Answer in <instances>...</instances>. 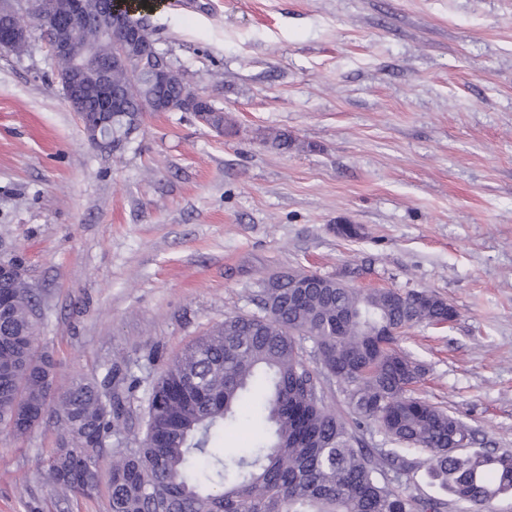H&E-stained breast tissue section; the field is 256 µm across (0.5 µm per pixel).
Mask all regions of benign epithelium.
Listing matches in <instances>:
<instances>
[{
  "mask_svg": "<svg viewBox=\"0 0 512 512\" xmlns=\"http://www.w3.org/2000/svg\"><path fill=\"white\" fill-rule=\"evenodd\" d=\"M127 0H112L105 9L102 0H0V16L8 21L0 51L12 52L17 45L26 46L31 37V21L51 23L45 44L53 62L55 77L63 98L82 125L89 143L102 150L120 147L126 138H102L100 133L112 126V114L125 111L130 100L127 91L112 84V72L134 65L131 48L139 51L138 74L148 76L152 84L166 85L170 73L156 43L146 38L144 29L121 14ZM95 26L98 38L109 43L99 52L89 46L78 53L72 36ZM154 112H192L203 115V123L223 133V125L214 121L216 109L209 98L188 90L176 104L168 100L149 102ZM25 281L20 262L0 246V284Z\"/></svg>",
  "mask_w": 512,
  "mask_h": 512,
  "instance_id": "1",
  "label": "benign epithelium"
}]
</instances>
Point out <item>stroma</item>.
<instances>
[{"label":"stroma","instance_id":"stroma-1","mask_svg":"<svg viewBox=\"0 0 512 512\" xmlns=\"http://www.w3.org/2000/svg\"><path fill=\"white\" fill-rule=\"evenodd\" d=\"M144 22L224 133L149 112L101 152L41 36L0 55V243L38 295L58 384L112 364L152 381L256 311L270 275L315 272L453 305L398 340L423 367L415 394L512 452V0H164ZM57 438L0 432V512H108L45 484ZM393 480L467 510L426 470Z\"/></svg>","mask_w":512,"mask_h":512}]
</instances>
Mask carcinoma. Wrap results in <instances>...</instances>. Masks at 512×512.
<instances>
[{
    "instance_id": "cac0c4a2",
    "label": "carcinoma",
    "mask_w": 512,
    "mask_h": 512,
    "mask_svg": "<svg viewBox=\"0 0 512 512\" xmlns=\"http://www.w3.org/2000/svg\"><path fill=\"white\" fill-rule=\"evenodd\" d=\"M291 274L262 289L252 314H232L167 363L146 390L145 433L112 447L117 423L140 385L108 367L56 393L57 363L37 345L33 289L0 288V426L24 437L41 424L63 432L49 481L86 498L106 485L111 512H445L447 503L397 489L389 472L425 468L471 512L512 494V453L456 450L472 434L455 416L412 394L422 366L397 347L414 325L456 310L425 290L363 292L325 277L303 291ZM314 345L317 366L300 341ZM343 385L357 428L379 425L404 450L374 452L326 402L324 377ZM250 406L256 444L226 454L217 440ZM115 457L108 477L98 462Z\"/></svg>"
}]
</instances>
